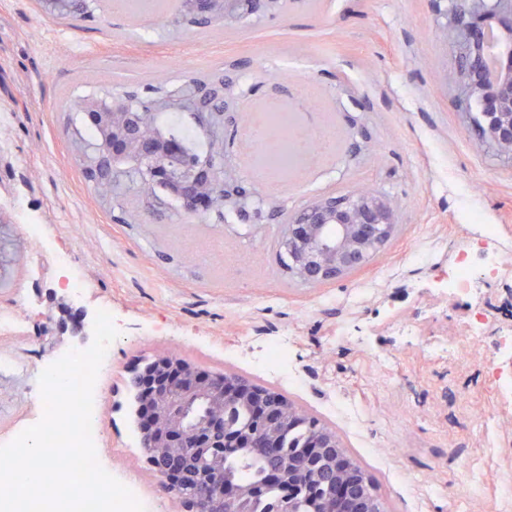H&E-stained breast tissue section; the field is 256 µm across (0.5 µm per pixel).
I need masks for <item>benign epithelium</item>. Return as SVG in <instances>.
Listing matches in <instances>:
<instances>
[{"label": "benign epithelium", "instance_id": "obj_1", "mask_svg": "<svg viewBox=\"0 0 512 512\" xmlns=\"http://www.w3.org/2000/svg\"><path fill=\"white\" fill-rule=\"evenodd\" d=\"M435 15L445 18L439 30L457 47L456 64L447 72L466 118L498 157L512 163V0H430ZM202 3L221 5L224 27L232 28L258 12L274 14L281 0H188L199 12ZM81 112L112 131L99 155L112 161V184L134 175L149 185L173 188L181 209L198 215L217 208L216 191L224 192V211L246 223L264 214H279L267 200L257 203L224 167V153L202 162L187 156L183 143L157 131L146 133L143 113L126 101L110 104L95 96L83 100ZM398 208L393 198L373 189H352L340 196L309 201L282 224L280 250L289 259L285 271L305 285L346 277L365 266L394 236ZM152 370L139 366L131 379L142 387L140 409L142 463L164 481L181 512H237L255 487L224 481L200 483L197 474L224 472V454L269 449L301 417L282 391L260 390L239 374L211 373L192 359L169 351L152 356ZM244 404L248 421L239 432L224 431V409ZM309 456L299 467L293 458L273 472L283 487L277 512H294V488L312 477L325 494L315 493L319 512H385L372 493L370 476L340 443L336 431L321 426L311 435Z\"/></svg>", "mask_w": 512, "mask_h": 512}]
</instances>
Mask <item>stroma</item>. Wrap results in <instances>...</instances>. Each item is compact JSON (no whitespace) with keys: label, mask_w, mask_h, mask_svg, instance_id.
Returning <instances> with one entry per match:
<instances>
[{"label":"stroma","mask_w":512,"mask_h":512,"mask_svg":"<svg viewBox=\"0 0 512 512\" xmlns=\"http://www.w3.org/2000/svg\"><path fill=\"white\" fill-rule=\"evenodd\" d=\"M439 24L429 0H290L285 12L200 35L120 0H98L93 20L76 27L35 0H0V309L24 297L27 321L24 334L0 339V354H20L24 365L0 371V443L40 414L28 368L89 348L106 306L122 334L97 403L103 459L137 473L150 512L179 510L141 463L127 379L159 350L279 386L336 430L388 512H448L453 500L468 512H512L499 495L512 399L490 381L512 377V257L499 279L461 295L447 288L457 244L481 247L482 224L496 225L512 250V165L463 122L444 79L456 49ZM217 69L231 81L234 111L327 112L344 134L337 157L271 193L245 175L252 137L225 126L224 163L239 185L271 193L286 212L357 186L399 199L397 232L367 266L304 286L276 261L277 219L202 223L168 210L127 224L91 193L69 149L68 99L103 77L115 92L147 96ZM28 225L46 253L71 251L87 285L81 301L52 268L30 275ZM478 318L477 350L469 336ZM287 335L295 386L260 367L266 347ZM450 343L452 358L442 351ZM483 409L497 419L495 457L476 428ZM471 470L482 483L468 480ZM423 476L436 493L418 485Z\"/></svg>","instance_id":"35a3bbf8"}]
</instances>
